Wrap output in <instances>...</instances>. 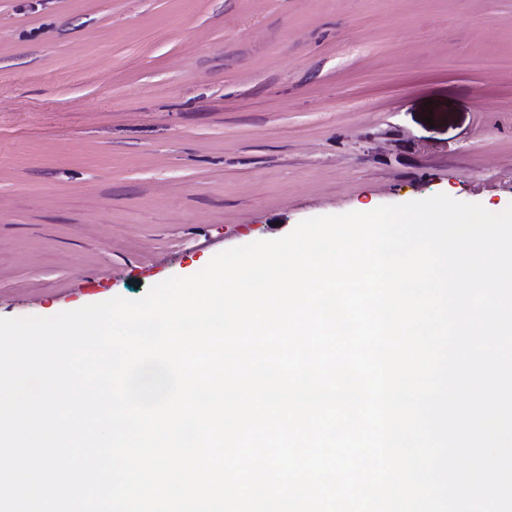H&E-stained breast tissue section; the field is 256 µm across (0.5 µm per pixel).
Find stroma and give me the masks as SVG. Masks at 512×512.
<instances>
[{
  "label": "stroma",
  "instance_id": "1",
  "mask_svg": "<svg viewBox=\"0 0 512 512\" xmlns=\"http://www.w3.org/2000/svg\"><path fill=\"white\" fill-rule=\"evenodd\" d=\"M512 0H0V318L302 220L512 203ZM432 123H425V116Z\"/></svg>",
  "mask_w": 512,
  "mask_h": 512
}]
</instances>
